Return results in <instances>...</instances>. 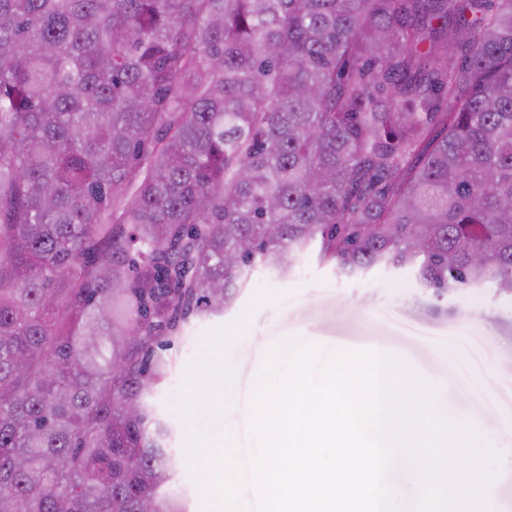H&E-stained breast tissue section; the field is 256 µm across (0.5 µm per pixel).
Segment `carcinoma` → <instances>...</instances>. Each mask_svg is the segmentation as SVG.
Here are the masks:
<instances>
[{"label": "carcinoma", "mask_w": 512, "mask_h": 512, "mask_svg": "<svg viewBox=\"0 0 512 512\" xmlns=\"http://www.w3.org/2000/svg\"><path fill=\"white\" fill-rule=\"evenodd\" d=\"M312 249L512 296V0H0V512H187L162 352Z\"/></svg>", "instance_id": "cac0c4a2"}]
</instances>
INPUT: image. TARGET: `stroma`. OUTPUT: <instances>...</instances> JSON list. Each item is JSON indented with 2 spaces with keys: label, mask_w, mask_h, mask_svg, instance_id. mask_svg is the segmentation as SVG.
<instances>
[{
  "label": "stroma",
  "mask_w": 512,
  "mask_h": 512,
  "mask_svg": "<svg viewBox=\"0 0 512 512\" xmlns=\"http://www.w3.org/2000/svg\"><path fill=\"white\" fill-rule=\"evenodd\" d=\"M241 316L247 328L229 354L239 401L218 420H199L211 435L229 431L237 447H253L244 407L252 401L268 351L280 343L308 342L320 346L324 362L365 351L401 356L426 380L439 381L437 409L443 417L471 421L482 437L512 448V426L506 424L512 417L511 297L486 286L438 300L411 269L376 268L347 279L308 253L286 278L255 268L231 309L191 321L169 351L172 372L151 403L172 428L170 487L183 496L188 512H218L219 507L212 501V485L197 484L190 473L183 452L185 430L171 405L205 332ZM461 363L486 386L482 396L454 382Z\"/></svg>",
  "instance_id": "stroma-1"
}]
</instances>
